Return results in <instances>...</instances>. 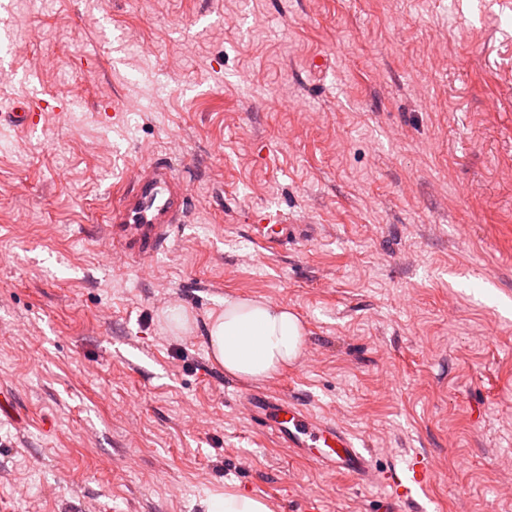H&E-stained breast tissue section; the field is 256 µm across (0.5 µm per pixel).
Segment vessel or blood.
<instances>
[{"label":"vessel or blood","mask_w":512,"mask_h":512,"mask_svg":"<svg viewBox=\"0 0 512 512\" xmlns=\"http://www.w3.org/2000/svg\"><path fill=\"white\" fill-rule=\"evenodd\" d=\"M47 105L46 99L27 97L6 107L0 113V124L35 131L37 117ZM188 199V186L175 174L172 162L138 167L130 185L119 190L105 226L113 253L137 262L154 258L166 248L174 225L186 217ZM256 230L259 239L269 245L288 235L287 224L277 216ZM240 400L253 426L326 469L370 484H385L411 503L430 482L432 468L423 456H413L400 469L379 471L371 453L359 448L345 427L318 418L288 397L250 390L242 392Z\"/></svg>","instance_id":"obj_1"}]
</instances>
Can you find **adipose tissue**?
<instances>
[{
	"instance_id": "adipose-tissue-1",
	"label": "adipose tissue",
	"mask_w": 512,
	"mask_h": 512,
	"mask_svg": "<svg viewBox=\"0 0 512 512\" xmlns=\"http://www.w3.org/2000/svg\"><path fill=\"white\" fill-rule=\"evenodd\" d=\"M305 328L286 305L266 299L228 297L210 317V357L226 374L260 382L271 379L301 357ZM202 512H271L257 497L230 488L208 494Z\"/></svg>"
}]
</instances>
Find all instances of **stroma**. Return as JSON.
Returning a JSON list of instances; mask_svg holds the SVG:
<instances>
[{
  "mask_svg": "<svg viewBox=\"0 0 512 512\" xmlns=\"http://www.w3.org/2000/svg\"><path fill=\"white\" fill-rule=\"evenodd\" d=\"M9 6L0 107L50 106L0 126V512H200L228 485L406 512L255 430L208 354L227 296L306 327L260 389L378 468L429 456L428 512H512V0ZM159 158L188 217L153 260L112 256L115 191ZM265 211L286 242L256 239ZM47 105L46 99L29 96L21 104L16 103L4 110L1 109L0 124L33 132L39 124L36 120L37 116L47 108Z\"/></svg>",
  "mask_w": 512,
  "mask_h": 512,
  "instance_id": "stroma-1",
  "label": "stroma"
}]
</instances>
